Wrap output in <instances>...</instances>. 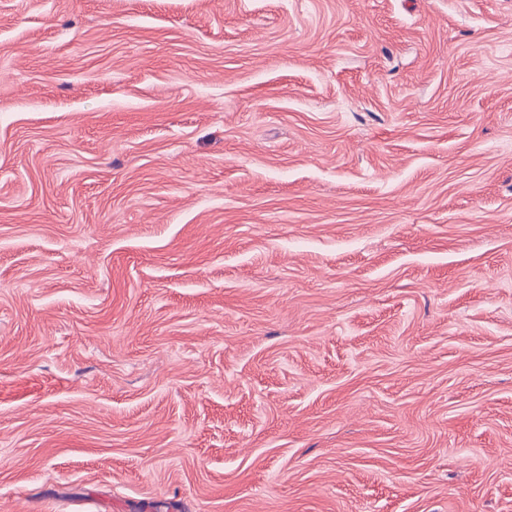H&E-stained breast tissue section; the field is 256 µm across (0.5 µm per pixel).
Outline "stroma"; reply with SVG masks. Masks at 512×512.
I'll return each mask as SVG.
<instances>
[{
  "instance_id": "1",
  "label": "stroma",
  "mask_w": 512,
  "mask_h": 512,
  "mask_svg": "<svg viewBox=\"0 0 512 512\" xmlns=\"http://www.w3.org/2000/svg\"><path fill=\"white\" fill-rule=\"evenodd\" d=\"M7 512H512V0H0Z\"/></svg>"
}]
</instances>
